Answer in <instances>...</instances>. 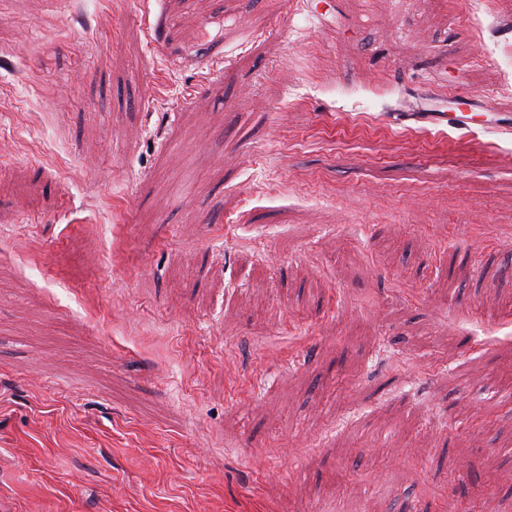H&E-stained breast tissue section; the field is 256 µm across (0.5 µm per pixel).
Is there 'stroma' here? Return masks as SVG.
Here are the masks:
<instances>
[{
  "label": "stroma",
  "instance_id": "stroma-1",
  "mask_svg": "<svg viewBox=\"0 0 512 512\" xmlns=\"http://www.w3.org/2000/svg\"><path fill=\"white\" fill-rule=\"evenodd\" d=\"M393 475L512 504V0H0L8 512Z\"/></svg>",
  "mask_w": 512,
  "mask_h": 512
}]
</instances>
